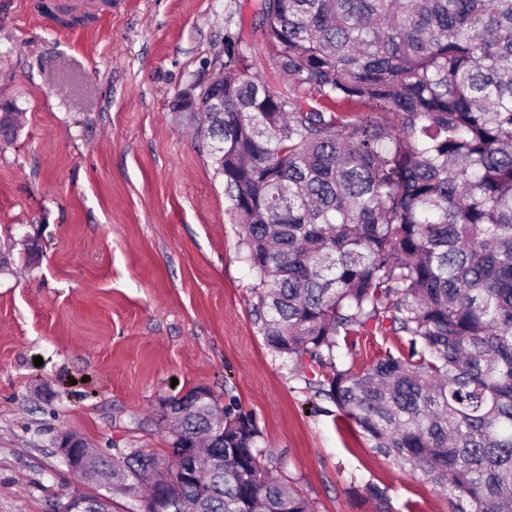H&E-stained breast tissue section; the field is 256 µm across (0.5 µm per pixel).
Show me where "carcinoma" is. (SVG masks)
I'll return each mask as SVG.
<instances>
[{"mask_svg":"<svg viewBox=\"0 0 512 512\" xmlns=\"http://www.w3.org/2000/svg\"><path fill=\"white\" fill-rule=\"evenodd\" d=\"M276 94L239 38L224 42V111L206 112L224 195L256 270L266 345L329 367L328 400L453 512H512V0H259ZM398 336L361 371L348 337ZM177 420L199 437L200 484L169 512H315L264 463L233 407ZM112 470L134 487L146 460Z\"/></svg>","mask_w":512,"mask_h":512,"instance_id":"carcinoma-1","label":"carcinoma"}]
</instances>
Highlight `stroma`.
<instances>
[{"label": "stroma", "instance_id": "1", "mask_svg": "<svg viewBox=\"0 0 512 512\" xmlns=\"http://www.w3.org/2000/svg\"><path fill=\"white\" fill-rule=\"evenodd\" d=\"M83 21L0 0V512H53L87 489L56 448L75 433L103 453L159 452L160 399L196 386L249 415L264 461L317 512H450L447 498L375 451L353 421L315 402L299 368L266 345L253 314L224 178L178 91L209 78L226 36L248 46L276 93L257 0H91ZM399 341L349 339L338 367L362 371ZM42 366H35V357Z\"/></svg>", "mask_w": 512, "mask_h": 512}]
</instances>
